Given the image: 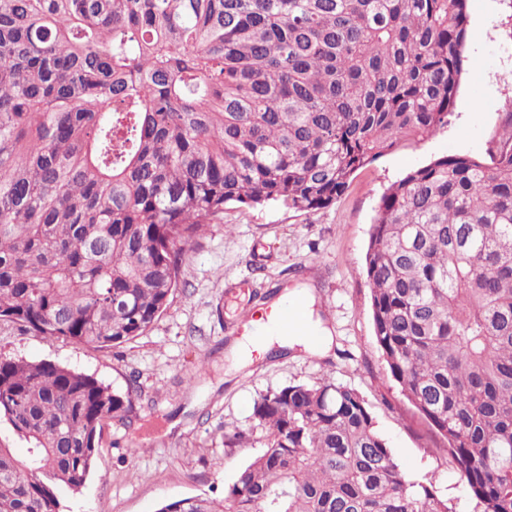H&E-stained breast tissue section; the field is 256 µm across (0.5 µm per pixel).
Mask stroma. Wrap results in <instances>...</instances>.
<instances>
[{
    "mask_svg": "<svg viewBox=\"0 0 512 512\" xmlns=\"http://www.w3.org/2000/svg\"><path fill=\"white\" fill-rule=\"evenodd\" d=\"M464 71L446 127L357 170L331 207L295 212L275 204L228 206L197 236L181 285L148 335L95 350L18 328L0 330V355L47 360L119 389L135 386L138 419L106 424L94 467L61 512H157L165 501L225 485L261 447H225L219 425L250 427L259 394L330 380L356 389L402 469L432 479L454 512H472L465 482L391 376L374 336L365 254L385 189L409 170L447 155L487 159L512 109V0H469ZM309 290L330 328L323 355L275 346L241 360L246 329L235 310L269 308L285 291Z\"/></svg>",
    "mask_w": 512,
    "mask_h": 512,
    "instance_id": "obj_1",
    "label": "stroma"
}]
</instances>
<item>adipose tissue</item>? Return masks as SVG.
I'll return each mask as SVG.
<instances>
[{"label": "adipose tissue", "instance_id": "ef3b65f1", "mask_svg": "<svg viewBox=\"0 0 512 512\" xmlns=\"http://www.w3.org/2000/svg\"><path fill=\"white\" fill-rule=\"evenodd\" d=\"M280 300L298 311L302 327L297 331L286 332L268 325L262 326L263 346L291 343L301 345L311 353L327 350L332 343L331 331L322 320L314 318L312 296L306 291L294 290L282 294Z\"/></svg>", "mask_w": 512, "mask_h": 512}]
</instances>
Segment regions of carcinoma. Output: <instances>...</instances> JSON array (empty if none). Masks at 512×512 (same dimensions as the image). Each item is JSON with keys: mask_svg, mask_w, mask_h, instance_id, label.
Segmentation results:
<instances>
[{"mask_svg": "<svg viewBox=\"0 0 512 512\" xmlns=\"http://www.w3.org/2000/svg\"><path fill=\"white\" fill-rule=\"evenodd\" d=\"M468 0H0V328L119 349L228 204H334L355 171L448 126ZM490 162L448 155L382 194L365 256L376 342L474 512H512V113ZM132 387L0 357V512H60ZM262 451L221 500L157 512H452L364 397L259 395Z\"/></svg>", "mask_w": 512, "mask_h": 512, "instance_id": "cac0c4a2", "label": "carcinoma"}]
</instances>
